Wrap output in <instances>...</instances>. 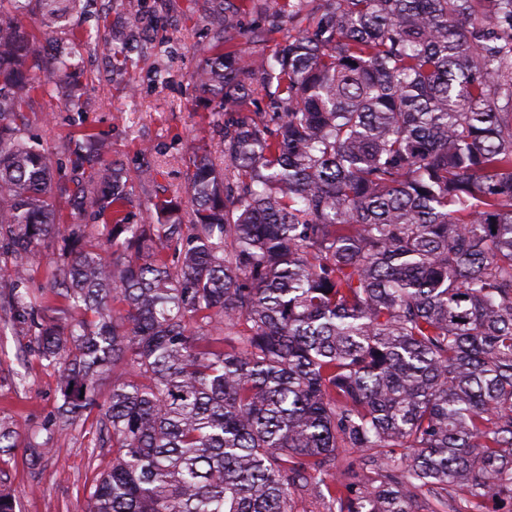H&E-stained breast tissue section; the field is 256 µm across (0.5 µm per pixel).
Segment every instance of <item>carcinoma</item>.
Instances as JSON below:
<instances>
[{"label":"carcinoma","instance_id":"carcinoma-1","mask_svg":"<svg viewBox=\"0 0 512 512\" xmlns=\"http://www.w3.org/2000/svg\"><path fill=\"white\" fill-rule=\"evenodd\" d=\"M33 1L57 30L83 2L0 0L6 307L57 368L58 430L108 436L85 512H295V490L317 512H418L424 491L512 512V0H322L269 53L225 42L195 75L224 165L195 159L190 210L137 224L104 140L62 146L91 169L72 189L27 135L32 95L75 70L17 22ZM58 196L105 223H59ZM58 238L60 305L25 288ZM18 439L1 417L0 448ZM53 446L29 435L30 463ZM350 449L373 476L336 473Z\"/></svg>","mask_w":512,"mask_h":512}]
</instances>
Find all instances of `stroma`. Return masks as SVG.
<instances>
[{"instance_id": "stroma-1", "label": "stroma", "mask_w": 512, "mask_h": 512, "mask_svg": "<svg viewBox=\"0 0 512 512\" xmlns=\"http://www.w3.org/2000/svg\"><path fill=\"white\" fill-rule=\"evenodd\" d=\"M144 24L130 30L125 0H86L74 14L68 43L81 67L82 108H69L55 96L35 93L29 114L30 132L52 154L55 177L75 184L81 174L57 154L65 140L94 134L112 143V159L134 175L135 204L141 206L165 193H183L194 154L215 151L221 124L205 107L195 86L198 65L225 39L247 31L265 49L284 34L305 31L308 21L297 16L285 32L252 7L251 0L224 24V0H144ZM112 37L111 49L101 41ZM151 168L154 181L137 182L141 169ZM27 337L0 335V415L11 416L21 435L37 432L53 437L57 450L30 465L25 446L0 451V490L15 501L16 512H84L95 475L112 459L100 447L98 434L87 424L54 435V417L61 404L53 368L37 358H21ZM26 385L16 388L18 375Z\"/></svg>"}]
</instances>
